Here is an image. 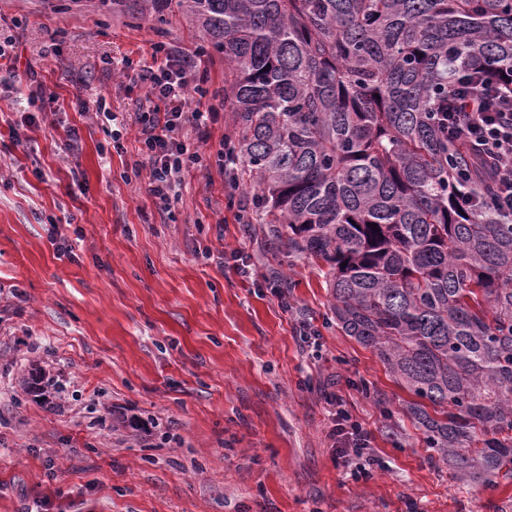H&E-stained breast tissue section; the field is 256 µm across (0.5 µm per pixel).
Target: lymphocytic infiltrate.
I'll list each match as a JSON object with an SVG mask.
<instances>
[{"label": "lymphocytic infiltrate", "instance_id": "lymphocytic-infiltrate-1", "mask_svg": "<svg viewBox=\"0 0 512 512\" xmlns=\"http://www.w3.org/2000/svg\"><path fill=\"white\" fill-rule=\"evenodd\" d=\"M163 63L145 66L137 78L146 83L150 104L134 116L139 153L149 167L147 191L157 208L170 212L176 201L175 183L184 173L200 166L197 148L185 140L186 127L207 128L217 119L205 100L202 85H190L194 61L163 49ZM448 121L449 139L473 144L492 166L493 193L498 209L512 217V78L490 81L480 72L468 71L448 86V101L442 106ZM328 435L335 445V461L346 478L360 481L382 466L372 446V435L348 413L343 400L328 394Z\"/></svg>", "mask_w": 512, "mask_h": 512}]
</instances>
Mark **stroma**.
<instances>
[{
  "label": "stroma",
  "mask_w": 512,
  "mask_h": 512,
  "mask_svg": "<svg viewBox=\"0 0 512 512\" xmlns=\"http://www.w3.org/2000/svg\"><path fill=\"white\" fill-rule=\"evenodd\" d=\"M0 512H512L430 461L402 413L409 394L370 350L326 321L329 273L289 260L241 224L202 166L158 212L134 175L136 74L163 43L193 58L216 96L224 58L173 7L142 0H0ZM129 69H122V59ZM34 66L45 95L32 99ZM47 113L28 128L27 113ZM78 128L69 146V128ZM71 250L52 245L50 223ZM213 259H205L204 251ZM225 254L217 263V254ZM289 284L281 307L271 284ZM342 394L384 470L345 479L324 396ZM177 442L163 439V432Z\"/></svg>",
  "instance_id": "obj_1"
}]
</instances>
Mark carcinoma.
Listing matches in <instances>:
<instances>
[{"mask_svg": "<svg viewBox=\"0 0 512 512\" xmlns=\"http://www.w3.org/2000/svg\"><path fill=\"white\" fill-rule=\"evenodd\" d=\"M178 2L224 55L247 218L329 267V321L413 396L432 461L512 481V220L437 115L458 71L512 73V0Z\"/></svg>", "mask_w": 512, "mask_h": 512, "instance_id": "obj_1", "label": "carcinoma"}]
</instances>
